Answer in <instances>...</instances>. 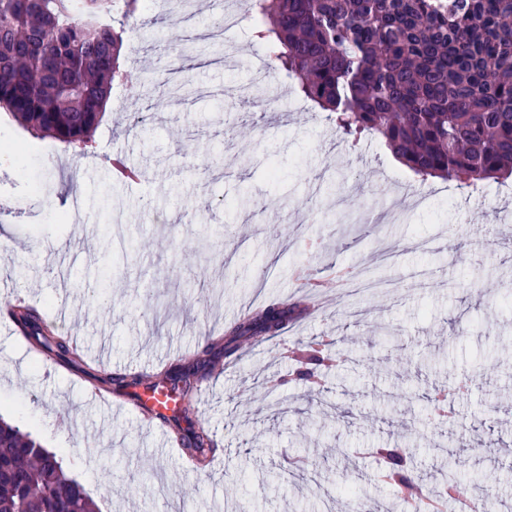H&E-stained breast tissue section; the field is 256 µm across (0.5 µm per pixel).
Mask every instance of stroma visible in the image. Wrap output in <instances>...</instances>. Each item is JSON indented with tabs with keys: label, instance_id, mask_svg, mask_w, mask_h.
<instances>
[{
	"label": "stroma",
	"instance_id": "1",
	"mask_svg": "<svg viewBox=\"0 0 512 512\" xmlns=\"http://www.w3.org/2000/svg\"><path fill=\"white\" fill-rule=\"evenodd\" d=\"M212 3L197 0L188 21L167 13L138 57L122 51L146 94L108 101L82 164L0 109V146L22 149L0 156V290L63 301L57 329L81 344L72 366L48 371L0 307V418L56 454L101 512H406L373 454L394 445L416 448L429 489L452 468L469 497L492 489L495 512H512V358L499 355L512 337V182H420L374 139L293 111L279 70L267 108L241 103L263 50L247 22L234 67L211 65L217 45H188L189 91L170 108V40L207 29ZM116 150L138 182L113 178ZM299 267L346 269L357 286L309 311ZM274 302L304 311L278 336L242 338L200 387L221 447L204 470L156 455L162 432L135 395L114 396L112 413L97 405L105 374L191 364L239 307ZM325 334L338 361L317 396L284 352ZM461 380L451 422L436 419L431 397Z\"/></svg>",
	"mask_w": 512,
	"mask_h": 512
}]
</instances>
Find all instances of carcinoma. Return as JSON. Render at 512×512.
I'll list each match as a JSON object with an SVG mask.
<instances>
[{
  "mask_svg": "<svg viewBox=\"0 0 512 512\" xmlns=\"http://www.w3.org/2000/svg\"><path fill=\"white\" fill-rule=\"evenodd\" d=\"M98 0H0V108L29 128L88 147L112 86L139 77L120 68L124 29L101 19ZM259 37L298 92L334 114L344 135L366 132L415 174L475 186L512 176V0H250ZM7 313L37 350L68 360L74 349L44 311ZM293 319L272 303L207 340L193 366L169 365L162 380L179 393L172 429L183 460L214 457L212 431L193 403L199 383L235 356L236 337H274ZM332 342L306 343L299 376L316 382ZM133 371L107 375L116 394L145 385ZM393 477L414 482V449L378 448ZM0 512H99L82 484L34 438L0 419Z\"/></svg>",
  "mask_w": 512,
  "mask_h": 512,
  "instance_id": "obj_1",
  "label": "carcinoma"
}]
</instances>
